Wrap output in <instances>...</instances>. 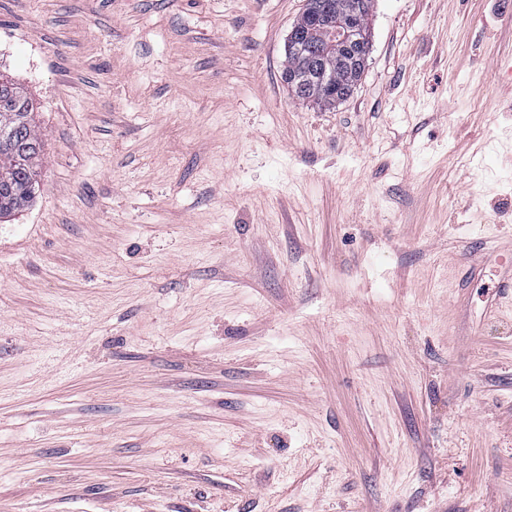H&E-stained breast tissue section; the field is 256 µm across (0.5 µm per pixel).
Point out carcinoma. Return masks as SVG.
<instances>
[{
	"label": "carcinoma",
	"mask_w": 512,
	"mask_h": 512,
	"mask_svg": "<svg viewBox=\"0 0 512 512\" xmlns=\"http://www.w3.org/2000/svg\"><path fill=\"white\" fill-rule=\"evenodd\" d=\"M322 38L310 36L304 54L288 51L282 70V79L287 82L290 76L310 66L309 59L316 57V64L329 71L333 77L338 95L327 91L317 80L306 83L294 96L302 100H311L324 107H332L345 100L365 69L362 58L350 54L336 57V52L323 54L320 46ZM13 95L20 101L17 112L0 109V131L4 132L14 144L11 154H0V218L8 216L34 201L39 190L38 166L42 153V139L36 129L33 99L13 80L0 75Z\"/></svg>",
	"instance_id": "obj_1"
}]
</instances>
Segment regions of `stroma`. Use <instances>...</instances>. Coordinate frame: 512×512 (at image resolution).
Listing matches in <instances>:
<instances>
[{
	"label": "stroma",
	"mask_w": 512,
	"mask_h": 512,
	"mask_svg": "<svg viewBox=\"0 0 512 512\" xmlns=\"http://www.w3.org/2000/svg\"><path fill=\"white\" fill-rule=\"evenodd\" d=\"M0 0V512H512V0ZM317 2L319 6L330 5L334 15H345L341 18L327 13H320L316 16L315 27L333 33L332 38L336 37V41L330 42L326 50L344 48L353 52L354 49H358V45L362 47V38L359 37L361 6L356 5L351 9L357 1L318 0ZM349 9L351 10L349 11ZM323 33L319 34V38L310 35V42L305 48V53L300 55L295 51H291L290 46L285 56V63L282 70V79L288 85L290 76L296 72L301 71L304 67L309 68V59L317 57L319 60L315 63L321 69H327L333 77L334 86L338 92L336 98L333 94L327 91L323 86L332 89V78L326 73L319 71V79L323 86L316 80H310L299 92L293 91L294 96L302 100H311L318 105L324 107L335 106L336 103L345 100L350 93L352 88L355 87L357 82L361 79V76L365 69V62L361 57L355 58L348 53L343 56V60L336 57V51L324 55L323 49L321 48V41ZM320 43V44H319ZM1 79L21 104L19 112L0 108V133L4 130L15 146L12 154L0 152V218H3L36 198L43 143L36 129L33 99L13 80L0 75Z\"/></svg>",
	"instance_id": "35a3bbf8"
}]
</instances>
